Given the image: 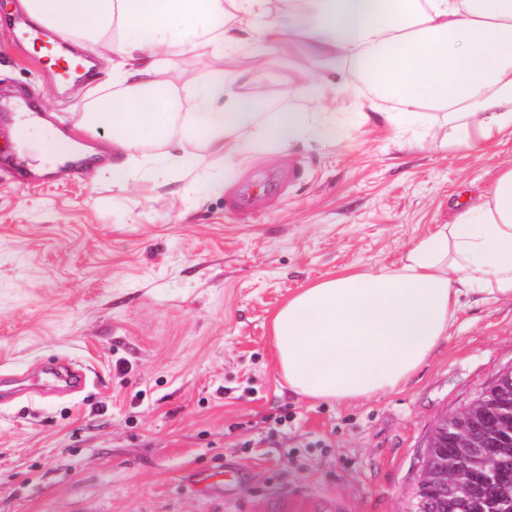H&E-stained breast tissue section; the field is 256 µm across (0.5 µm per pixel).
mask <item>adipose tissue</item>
Returning <instances> with one entry per match:
<instances>
[{"label":"adipose tissue","instance_id":"1","mask_svg":"<svg viewBox=\"0 0 512 512\" xmlns=\"http://www.w3.org/2000/svg\"><path fill=\"white\" fill-rule=\"evenodd\" d=\"M237 25H220L225 2ZM269 0H21L38 27L63 40L108 45L112 83L105 110L75 114L93 134L112 131V173L143 178L165 171L184 181L197 133L220 162L287 149L336 129L331 112L261 115L257 95L233 92L220 77L175 112L174 84L163 94L159 61L174 46L212 48L222 57L262 54L302 40L318 55L339 54L377 76L396 109L383 119L401 146L421 144L430 114L443 112L449 147L477 150L512 135V0H307L272 16ZM512 300V168L460 207L449 224L414 239L399 261L339 271L301 289L275 313L271 336L289 389L312 402H352L399 390L447 338L462 300Z\"/></svg>","mask_w":512,"mask_h":512}]
</instances>
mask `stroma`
I'll return each instance as SVG.
<instances>
[{
	"mask_svg": "<svg viewBox=\"0 0 512 512\" xmlns=\"http://www.w3.org/2000/svg\"><path fill=\"white\" fill-rule=\"evenodd\" d=\"M0 11V152H17L5 100L72 130L110 52L80 89L28 51ZM238 75L266 112H332L335 136L213 162L202 142L193 192L163 177L100 174L111 132L79 134L81 171L25 185L0 169V364L58 357L89 365L96 388L65 402L0 407V512H253L307 493L335 512H402L437 418L473 403L512 367V301L471 305L399 391L350 403L289 393L270 342L274 312L342 269L396 263L431 225L452 221L506 167L512 140L446 144L441 113L421 148H401L392 104L343 62L300 41L265 55L173 49L163 78L185 87ZM348 95L299 94L310 77Z\"/></svg>",
	"mask_w": 512,
	"mask_h": 512,
	"instance_id": "1",
	"label": "stroma"
}]
</instances>
